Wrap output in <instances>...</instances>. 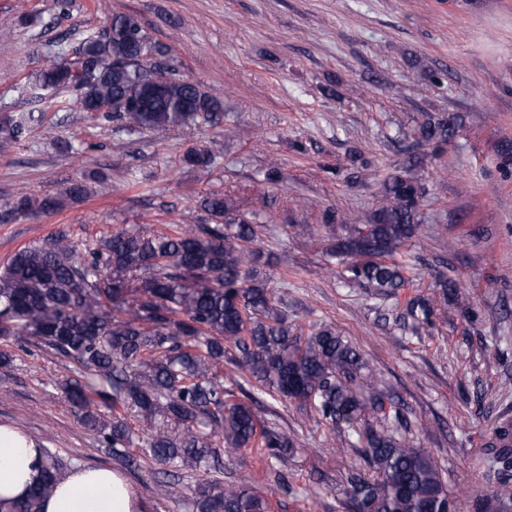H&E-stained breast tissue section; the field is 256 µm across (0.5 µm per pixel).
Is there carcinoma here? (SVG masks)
<instances>
[{"mask_svg":"<svg viewBox=\"0 0 512 512\" xmlns=\"http://www.w3.org/2000/svg\"><path fill=\"white\" fill-rule=\"evenodd\" d=\"M59 61L25 88L32 99L67 93L80 108L128 134L175 130L224 121V103L185 77L171 49L155 40L134 14H115L98 32L83 35L78 57L59 49ZM42 112L0 116V156L43 123ZM456 123L427 114L406 141L443 145ZM218 147L192 149L191 166L211 167ZM110 190L94 171L42 197L21 193L0 205L10 218L50 214ZM425 186L418 165L385 179L377 208L343 220L353 225L330 250L344 265L346 281L377 296L407 286L397 260L422 223ZM207 220L169 224L154 232L121 227L94 247L80 248L67 233L17 251L0 271V339L32 343L74 360L83 380L64 387L84 424L135 465V448L173 472L197 470L244 448L264 449L268 476L284 483L296 454L288 434L263 425L258 401L224 386V358L238 361L276 401L313 409L316 422L345 430L366 468L346 473L339 492L351 512H455L442 471L408 439L412 421L386 402L363 355L326 324L305 332L288 319L283 299L255 264L258 223L237 214L221 191L201 201ZM440 291L409 299L407 312L429 323L438 306L461 305L465 292L438 281ZM380 426L363 421L367 411ZM495 462L512 469V427L497 432ZM62 479V463L41 456L31 493L0 512H42ZM192 512H269L250 480L209 484L196 492ZM475 512H512V498L495 488L477 500Z\"/></svg>","mask_w":512,"mask_h":512,"instance_id":"1","label":"carcinoma"}]
</instances>
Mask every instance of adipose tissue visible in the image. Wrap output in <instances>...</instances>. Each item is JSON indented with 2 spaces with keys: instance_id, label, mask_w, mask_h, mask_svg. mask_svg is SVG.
Segmentation results:
<instances>
[{
  "instance_id": "obj_1",
  "label": "adipose tissue",
  "mask_w": 512,
  "mask_h": 512,
  "mask_svg": "<svg viewBox=\"0 0 512 512\" xmlns=\"http://www.w3.org/2000/svg\"><path fill=\"white\" fill-rule=\"evenodd\" d=\"M41 453L26 434L0 424V500L24 497L36 482ZM43 512H140L141 504L118 472L88 466L68 474Z\"/></svg>"
}]
</instances>
